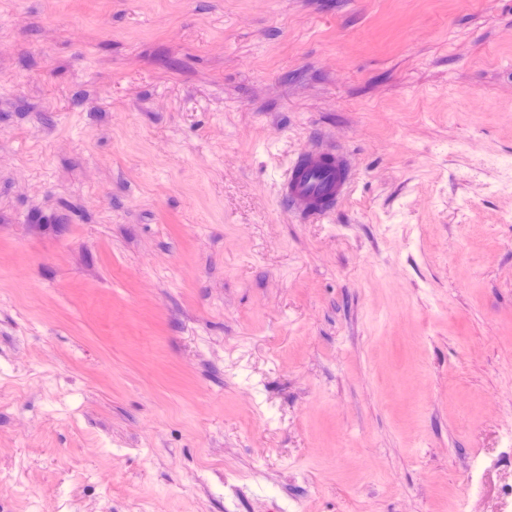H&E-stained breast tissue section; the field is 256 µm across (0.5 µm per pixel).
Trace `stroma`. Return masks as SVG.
Instances as JSON below:
<instances>
[{"label":"stroma","instance_id":"obj_1","mask_svg":"<svg viewBox=\"0 0 512 512\" xmlns=\"http://www.w3.org/2000/svg\"><path fill=\"white\" fill-rule=\"evenodd\" d=\"M511 484L512 0H0V512ZM351 179L343 153L327 147L304 150L288 168L280 198L302 219H318L347 197Z\"/></svg>","mask_w":512,"mask_h":512}]
</instances>
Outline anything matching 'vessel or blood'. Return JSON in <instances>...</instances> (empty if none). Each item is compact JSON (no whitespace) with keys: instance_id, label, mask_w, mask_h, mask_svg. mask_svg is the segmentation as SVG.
I'll list each match as a JSON object with an SVG mask.
<instances>
[{"instance_id":"b4317fda","label":"vessel or blood","mask_w":512,"mask_h":512,"mask_svg":"<svg viewBox=\"0 0 512 512\" xmlns=\"http://www.w3.org/2000/svg\"><path fill=\"white\" fill-rule=\"evenodd\" d=\"M352 172L347 157L327 147L299 153L280 188V197L302 219L330 213L350 189Z\"/></svg>"}]
</instances>
